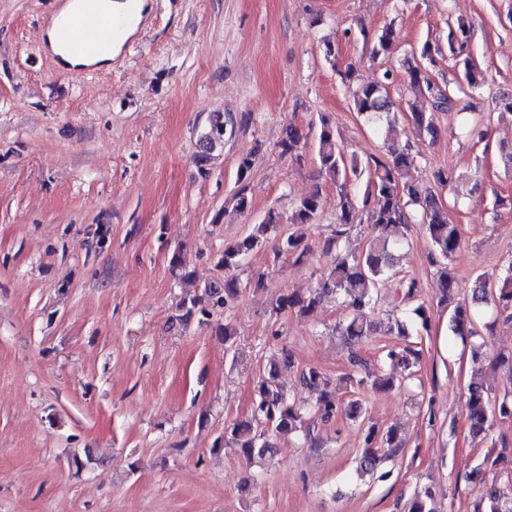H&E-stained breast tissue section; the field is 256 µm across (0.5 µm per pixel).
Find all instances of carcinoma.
<instances>
[{"mask_svg": "<svg viewBox=\"0 0 512 512\" xmlns=\"http://www.w3.org/2000/svg\"><path fill=\"white\" fill-rule=\"evenodd\" d=\"M359 36L371 45L373 58H386L389 65L379 78L371 83H359L354 65L350 64L339 72L341 82L346 87L353 110L358 116L374 126L382 121L394 104L389 98V88L394 84L398 69L408 75L410 88L427 99L430 111L414 108L410 119L416 134L435 136L437 129L433 122V112L448 111L457 97L480 87L476 66L464 55L470 39V29L458 20L448 23V59L462 72L455 84L439 85L432 79V68L436 66V56L441 54L439 46L425 44L420 57L395 59L392 25L388 24L375 35L360 30ZM234 122L222 112L212 114L209 125L201 135L203 151L196 156V165L200 173H207L209 152L216 144L224 142L226 136L233 134ZM280 154L292 160L302 158L305 141L298 129L290 126L286 136L279 143ZM316 149L320 170L336 186V229L323 241L327 253H336V263L327 277L315 291L298 290L283 295L276 301L279 310L291 309L299 315L309 317L317 310L324 294H334L345 312V320L337 327L348 347V362L352 372L342 377L347 383L355 382L362 386L363 379L354 377L353 372L365 367L358 345L362 338L373 330L371 314L375 310L380 288L394 276V255L389 239L379 236L370 240L366 247L353 251L349 249L348 230L350 224L367 222L387 231L393 227L420 224L425 227L432 246V263L437 266L441 299L439 304L450 308L449 326L453 335L467 341L480 335V328L491 327L504 313L512 317V261L508 262L503 275L492 280L485 275L474 278L470 288V298L458 302L457 278L450 265L461 250L462 241L457 225L450 222L448 209L442 204L432 187H422L401 181L402 171L414 164V155L410 146L387 147L386 151L371 154L364 159L355 155L347 156L344 145L336 130L326 120H321L316 135ZM252 172V159L243 156L237 165L236 208L246 212L251 208L247 194V182ZM366 178L363 194L350 189V182ZM323 209V199L318 191L300 199L288 216L290 224H312ZM281 217L270 212L251 230L225 245L218 264L224 268V287L205 288L202 293L183 302L178 319L188 322L194 317L208 320L218 312H225L237 302L242 293V284L236 273L246 259L265 248L270 235L276 231ZM276 250L286 254L294 261H301L309 250L307 235L294 231L288 235H277ZM412 328H429L431 321L429 309L419 304L412 309ZM386 358L397 369L387 378H376L373 385L388 389L395 383H404L414 376L413 368L419 363V351L406 346L402 349H390ZM292 364V355L287 348L280 350L278 361L270 364L267 374L258 378L253 388L250 415L244 419H234L224 424V434L214 447L236 448L246 458L263 456L275 452V448L265 435L269 432H294L309 430L304 407L288 396L276 381L278 363ZM300 382L317 391L315 412L321 420L330 421L337 416H345L356 421L362 415L359 402L343 404L330 390L332 382L321 371L307 367L300 371ZM465 417L472 437H486L496 419L512 420V391L503 396H491L489 389L479 380H473L465 394ZM402 452L397 433L391 429L381 431L370 426L365 431L364 446L359 460L358 471L378 475L383 481L390 472H378L380 463ZM508 462L512 457L503 450L496 456L484 457L481 464L470 475L469 482L477 492L474 512H512V497L505 496L497 486V479L486 480V473ZM404 512H436L432 491L428 488L418 490L405 504Z\"/></svg>", "mask_w": 512, "mask_h": 512, "instance_id": "obj_1", "label": "carcinoma"}]
</instances>
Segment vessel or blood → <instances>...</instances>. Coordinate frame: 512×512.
I'll use <instances>...</instances> for the list:
<instances>
[{
	"mask_svg": "<svg viewBox=\"0 0 512 512\" xmlns=\"http://www.w3.org/2000/svg\"><path fill=\"white\" fill-rule=\"evenodd\" d=\"M71 10L57 26V42L66 52L93 56L107 49L118 32L136 22L135 7L121 13L106 9L104 0H70Z\"/></svg>",
	"mask_w": 512,
	"mask_h": 512,
	"instance_id": "b4317fda",
	"label": "vessel or blood"
}]
</instances>
